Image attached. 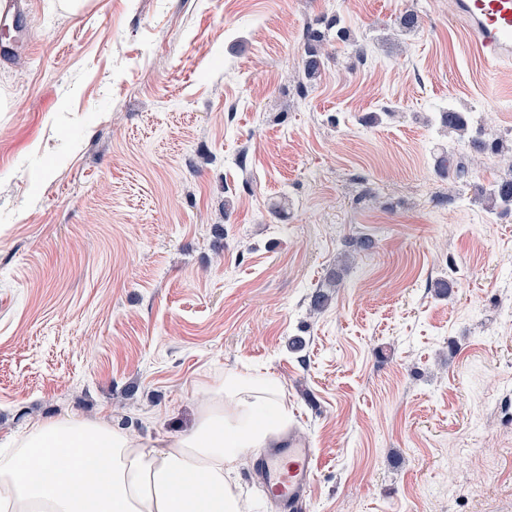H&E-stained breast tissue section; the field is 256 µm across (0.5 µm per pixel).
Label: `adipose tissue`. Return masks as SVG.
<instances>
[{
	"mask_svg": "<svg viewBox=\"0 0 512 512\" xmlns=\"http://www.w3.org/2000/svg\"><path fill=\"white\" fill-rule=\"evenodd\" d=\"M289 427L277 381L237 371L208 387L176 437L81 417L41 421L0 448V512H251L232 475Z\"/></svg>",
	"mask_w": 512,
	"mask_h": 512,
	"instance_id": "obj_1",
	"label": "adipose tissue"
}]
</instances>
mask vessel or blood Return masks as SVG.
<instances>
[{
  "instance_id": "obj_1",
  "label": "vessel or blood",
  "mask_w": 512,
  "mask_h": 512,
  "mask_svg": "<svg viewBox=\"0 0 512 512\" xmlns=\"http://www.w3.org/2000/svg\"><path fill=\"white\" fill-rule=\"evenodd\" d=\"M469 22L472 38L486 61L512 62V0H456ZM310 444L289 435L281 445L262 451L253 477L271 492L272 512H300L313 483Z\"/></svg>"
}]
</instances>
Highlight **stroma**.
Segmentation results:
<instances>
[{
	"mask_svg": "<svg viewBox=\"0 0 512 512\" xmlns=\"http://www.w3.org/2000/svg\"><path fill=\"white\" fill-rule=\"evenodd\" d=\"M332 16L351 38L299 96ZM10 24L0 448L62 415L177 436L249 369L315 450L306 512H512V384L481 407L512 372V212L486 202L512 164L472 150L449 183L436 120L511 146L512 62L474 55L453 0H20ZM326 33L318 30H307L308 54L304 61V69L309 79L315 78L321 72V48L326 40ZM315 43L316 47H315ZM317 46L319 48H317Z\"/></svg>",
	"mask_w": 512,
	"mask_h": 512,
	"instance_id": "1",
	"label": "stroma"
}]
</instances>
